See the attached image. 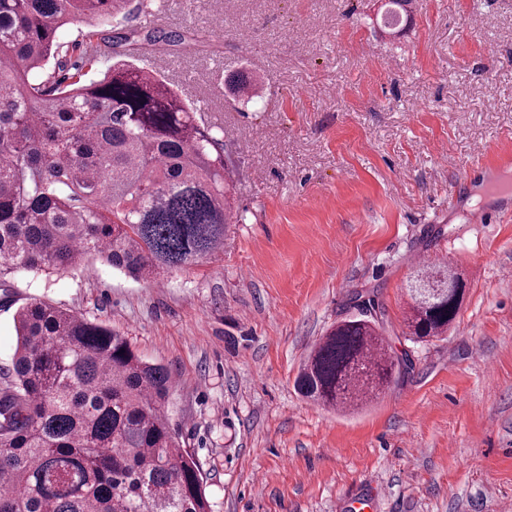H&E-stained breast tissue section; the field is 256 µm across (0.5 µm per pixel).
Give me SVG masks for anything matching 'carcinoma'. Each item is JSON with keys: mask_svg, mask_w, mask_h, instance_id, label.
Wrapping results in <instances>:
<instances>
[{"mask_svg": "<svg viewBox=\"0 0 512 512\" xmlns=\"http://www.w3.org/2000/svg\"><path fill=\"white\" fill-rule=\"evenodd\" d=\"M409 0H387L397 26ZM142 0H0V287L23 269L62 274L99 258L137 279L218 255L229 223L224 143L161 72L128 60L186 41ZM115 22L112 36L95 27ZM90 30L60 41L63 27ZM70 78L58 77L72 55ZM113 62L91 77L107 57ZM446 266L409 282L405 335L429 342L464 293ZM332 326L296 378L315 402L356 408L408 359L388 349L375 300ZM0 383V512H211L201 468L167 401L171 374L127 337L34 300L14 317Z\"/></svg>", "mask_w": 512, "mask_h": 512, "instance_id": "carcinoma-1", "label": "carcinoma"}]
</instances>
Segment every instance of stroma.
<instances>
[{"mask_svg":"<svg viewBox=\"0 0 512 512\" xmlns=\"http://www.w3.org/2000/svg\"><path fill=\"white\" fill-rule=\"evenodd\" d=\"M385 0H152L202 35L165 75L208 103L231 160L237 221L216 260L136 280L104 263L10 277L164 365L170 420L213 512H512V0H415L398 34ZM248 71L256 106L224 97ZM487 153H479V146ZM488 216L470 223L474 208ZM460 275L445 338L405 337L420 256ZM383 313L408 367L345 413L297 373L356 296Z\"/></svg>","mask_w":512,"mask_h":512,"instance_id":"obj_1","label":"stroma"}]
</instances>
